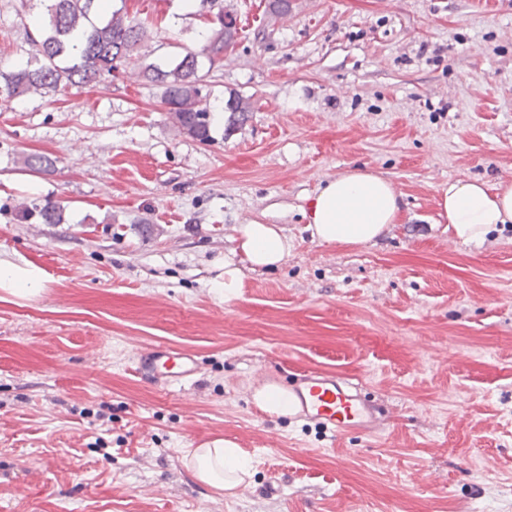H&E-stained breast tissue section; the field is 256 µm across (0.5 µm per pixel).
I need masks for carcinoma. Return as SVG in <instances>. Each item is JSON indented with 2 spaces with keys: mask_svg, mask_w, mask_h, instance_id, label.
I'll use <instances>...</instances> for the list:
<instances>
[{
  "mask_svg": "<svg viewBox=\"0 0 512 512\" xmlns=\"http://www.w3.org/2000/svg\"><path fill=\"white\" fill-rule=\"evenodd\" d=\"M99 0H49L44 26L30 38L26 64L9 72L0 70V99L39 94L46 96L66 86L99 83L118 65L134 66L137 50L148 37L149 21H136L124 9L99 11ZM211 33L201 50L186 49L166 68L148 65L140 74L163 88L162 104L179 133L201 143L212 141V111L202 94L203 62L214 66L238 35L233 11L218 6L210 20ZM231 124L242 121L249 103L231 96L225 104ZM63 207L48 202L38 208L44 224H59Z\"/></svg>",
  "mask_w": 512,
  "mask_h": 512,
  "instance_id": "1",
  "label": "carcinoma"
}]
</instances>
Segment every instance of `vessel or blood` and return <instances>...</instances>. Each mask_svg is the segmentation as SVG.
<instances>
[{
	"instance_id": "obj_1",
	"label": "vessel or blood",
	"mask_w": 512,
	"mask_h": 512,
	"mask_svg": "<svg viewBox=\"0 0 512 512\" xmlns=\"http://www.w3.org/2000/svg\"><path fill=\"white\" fill-rule=\"evenodd\" d=\"M136 370L141 377L166 389L185 386L199 373L200 367L197 359L183 349L152 345L139 351ZM288 395L296 415L324 423L338 434L350 428L370 430L380 419L357 384L332 372L300 373Z\"/></svg>"
}]
</instances>
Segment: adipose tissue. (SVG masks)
Listing matches in <instances>:
<instances>
[{"label": "adipose tissue", "mask_w": 512, "mask_h": 512, "mask_svg": "<svg viewBox=\"0 0 512 512\" xmlns=\"http://www.w3.org/2000/svg\"><path fill=\"white\" fill-rule=\"evenodd\" d=\"M438 205L452 235L479 243L499 224L512 223V180L496 184L458 180L449 183ZM399 200L392 183L355 167L327 180L308 204L311 237L325 244L361 245L373 242L399 219ZM291 243L282 228L256 220L236 229L231 255L223 274L212 281L215 290L231 300L243 286L241 263L251 269L273 270L287 257ZM44 273L24 258L0 259V299H30L44 287ZM194 476L215 490L232 489L251 477L253 462L235 443L218 439L191 452Z\"/></svg>", "instance_id": "adipose-tissue-1"}]
</instances>
